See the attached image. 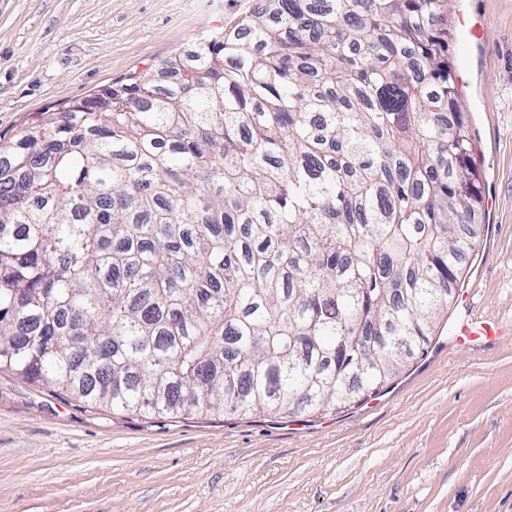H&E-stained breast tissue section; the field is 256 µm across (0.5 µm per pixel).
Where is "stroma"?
Returning a JSON list of instances; mask_svg holds the SVG:
<instances>
[{
    "instance_id": "35a3bbf8",
    "label": "stroma",
    "mask_w": 512,
    "mask_h": 512,
    "mask_svg": "<svg viewBox=\"0 0 512 512\" xmlns=\"http://www.w3.org/2000/svg\"><path fill=\"white\" fill-rule=\"evenodd\" d=\"M253 5L0 0V148ZM447 14L482 169L471 294L454 307L508 325L512 0H449ZM0 512H512V336L477 349L442 330L383 392L318 418H143L2 370Z\"/></svg>"
}]
</instances>
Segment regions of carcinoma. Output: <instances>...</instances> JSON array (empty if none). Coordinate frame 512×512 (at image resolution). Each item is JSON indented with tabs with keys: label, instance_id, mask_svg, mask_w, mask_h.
I'll return each mask as SVG.
<instances>
[{
	"label": "carcinoma",
	"instance_id": "obj_1",
	"mask_svg": "<svg viewBox=\"0 0 512 512\" xmlns=\"http://www.w3.org/2000/svg\"><path fill=\"white\" fill-rule=\"evenodd\" d=\"M446 2L258 0L28 126L0 152V370L145 418L389 384L477 246Z\"/></svg>",
	"mask_w": 512,
	"mask_h": 512
}]
</instances>
